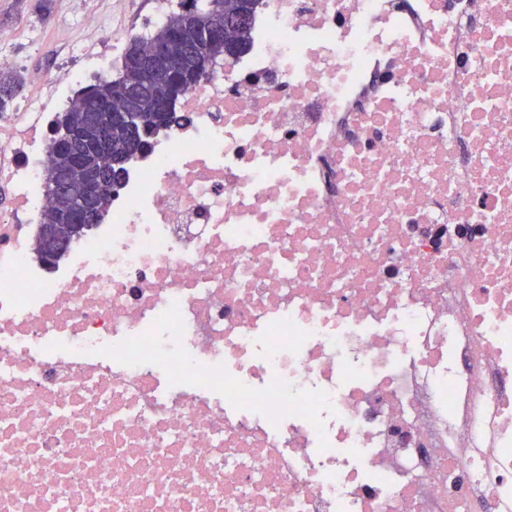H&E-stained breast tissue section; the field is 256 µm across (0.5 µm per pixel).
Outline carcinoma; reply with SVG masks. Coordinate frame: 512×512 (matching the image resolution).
<instances>
[{
	"instance_id": "cac0c4a2",
	"label": "carcinoma",
	"mask_w": 512,
	"mask_h": 512,
	"mask_svg": "<svg viewBox=\"0 0 512 512\" xmlns=\"http://www.w3.org/2000/svg\"><path fill=\"white\" fill-rule=\"evenodd\" d=\"M179 9L168 12L166 19L149 35H136L122 54L119 75L113 79L102 78L85 86L72 105L63 114L55 116L51 124V142L44 172L45 189L65 176L71 169L74 155L82 152L83 144L74 141L69 151L57 149L58 138L68 128H86L88 116L94 112H108L112 105L137 97V120L133 128L112 134V170L108 185L97 204V209L108 210L112 191L121 185L130 159L151 146L156 131L175 120L173 105L177 99L195 86L200 78L188 79L183 73L172 74L166 81L143 92L139 85V58L155 44H168L181 52L196 48V42L210 30L213 19L209 16L207 0H180ZM23 85L20 76H4L0 69V113L14 103Z\"/></svg>"
}]
</instances>
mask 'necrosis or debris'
Wrapping results in <instances>:
<instances>
[{"mask_svg": "<svg viewBox=\"0 0 512 512\" xmlns=\"http://www.w3.org/2000/svg\"><path fill=\"white\" fill-rule=\"evenodd\" d=\"M68 26L0 114V512H512V0H260L45 265Z\"/></svg>", "mask_w": 512, "mask_h": 512, "instance_id": "necrosis-or-debris-1", "label": "necrosis or debris"}]
</instances>
